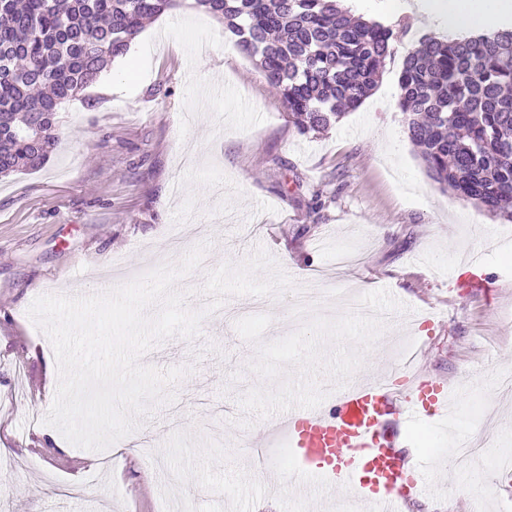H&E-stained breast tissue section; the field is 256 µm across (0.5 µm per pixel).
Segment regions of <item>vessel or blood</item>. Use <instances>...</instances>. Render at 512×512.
Wrapping results in <instances>:
<instances>
[{
	"mask_svg": "<svg viewBox=\"0 0 512 512\" xmlns=\"http://www.w3.org/2000/svg\"><path fill=\"white\" fill-rule=\"evenodd\" d=\"M437 425L448 420V393L418 382L399 393L385 382H351L332 397L329 410L296 409L262 448H287L296 469L326 485L359 491L370 512H403L423 487V459L401 450L402 428L421 413Z\"/></svg>",
	"mask_w": 512,
	"mask_h": 512,
	"instance_id": "1",
	"label": "vessel or blood"
}]
</instances>
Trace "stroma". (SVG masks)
I'll use <instances>...</instances> for the list:
<instances>
[{"instance_id":"obj_1","label":"stroma","mask_w":512,"mask_h":512,"mask_svg":"<svg viewBox=\"0 0 512 512\" xmlns=\"http://www.w3.org/2000/svg\"><path fill=\"white\" fill-rule=\"evenodd\" d=\"M356 15L395 26L394 45L371 95L325 131L299 134L278 90L236 49L221 21L187 6L170 26L138 35L127 53L57 114L59 145L42 168L0 179V512H159L163 499L192 512H338L347 488L313 500L314 478L285 450L256 464L247 443L265 420L243 412L250 389L275 382L250 372L256 348L231 319L206 316L199 336L168 339L149 365L186 367L173 390L116 447L71 445L31 422L47 414L56 368L47 335L29 318L43 294L75 296L113 269L124 280L177 264L199 244L198 269L177 287L190 308L207 272L266 250L294 287L265 300L271 342L307 317L298 290L320 295L325 315L388 289L403 312L364 366L407 392L420 380L455 391L448 409L485 447L466 482L436 454L426 495L404 512H512V222L438 189L406 133L398 75L420 38L445 34L418 0H351ZM325 205L316 208L315 195ZM491 293L469 288L472 276ZM413 348L411 372L400 369ZM262 476H252V468Z\"/></svg>"}]
</instances>
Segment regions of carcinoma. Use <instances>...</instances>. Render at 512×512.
<instances>
[{
    "mask_svg": "<svg viewBox=\"0 0 512 512\" xmlns=\"http://www.w3.org/2000/svg\"><path fill=\"white\" fill-rule=\"evenodd\" d=\"M177 0H0V176L41 167L62 104ZM224 22L276 88L298 133L318 132L376 87L397 29L338 0H191ZM409 139L430 180L512 222V30L425 38L398 76Z\"/></svg>",
    "mask_w": 512,
    "mask_h": 512,
    "instance_id": "1",
    "label": "carcinoma"
}]
</instances>
